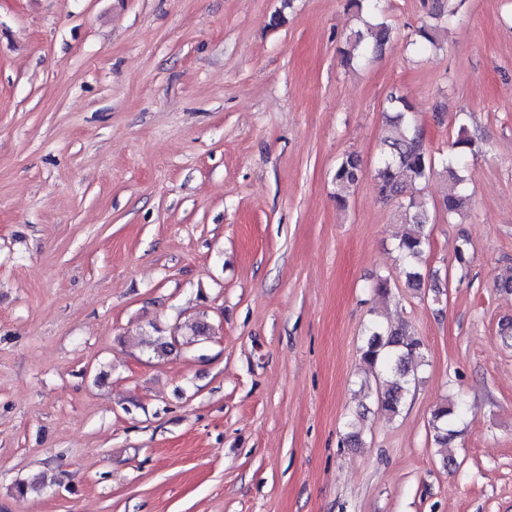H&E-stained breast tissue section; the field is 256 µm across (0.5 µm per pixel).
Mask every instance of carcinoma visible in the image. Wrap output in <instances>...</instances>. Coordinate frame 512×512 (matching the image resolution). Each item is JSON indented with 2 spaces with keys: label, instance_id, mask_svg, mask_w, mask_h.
Listing matches in <instances>:
<instances>
[{
  "label": "carcinoma",
  "instance_id": "cac0c4a2",
  "mask_svg": "<svg viewBox=\"0 0 512 512\" xmlns=\"http://www.w3.org/2000/svg\"><path fill=\"white\" fill-rule=\"evenodd\" d=\"M353 6L364 13L362 28L354 32L348 48L342 50L343 60L350 62L372 49H382L390 38L391 28L378 8L379 0H352ZM463 0H432V18L439 20L454 15ZM392 115L387 117L380 138L377 165L373 171V181L380 199L384 202H397L399 218L406 231L399 239L397 251L403 263V274L407 287L422 288L424 277L420 261L429 245L427 225L432 216L416 196L418 185L432 175H443L450 181L448 194L440 202V209L448 216H460L468 205L463 193V178L460 175L464 159L482 151L478 137L461 126L452 143L453 153L437 158L427 151L423 133L409 115L411 109L406 98L389 97ZM363 177L361 160L355 154L345 156L337 165L334 174L336 184V205L340 208L348 200ZM422 340L406 327L383 328L373 322L368 328V340L361 350V360L371 368L378 365L384 368L385 375L377 388V405L390 417L400 413L402 402L408 391L412 362L422 359ZM455 415V406L444 402L433 410L435 440L448 443L451 430L448 425Z\"/></svg>",
  "mask_w": 512,
  "mask_h": 512
}]
</instances>
